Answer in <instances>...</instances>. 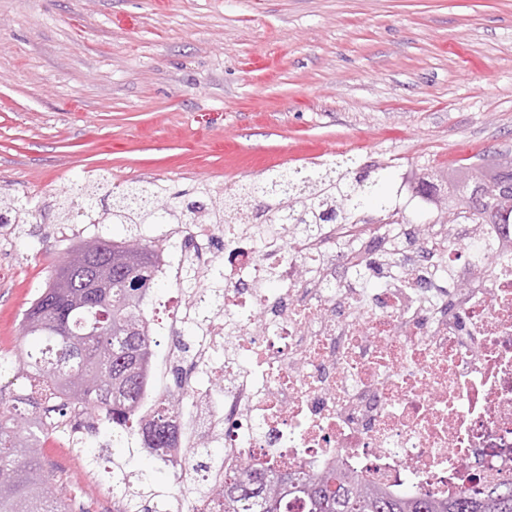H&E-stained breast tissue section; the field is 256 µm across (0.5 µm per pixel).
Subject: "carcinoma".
<instances>
[{"label": "carcinoma", "instance_id": "cac0c4a2", "mask_svg": "<svg viewBox=\"0 0 512 512\" xmlns=\"http://www.w3.org/2000/svg\"><path fill=\"white\" fill-rule=\"evenodd\" d=\"M299 171L272 170L238 184L227 195L208 196V203L181 198L157 208L151 183L114 192L107 180L96 182L105 190L102 200L112 199L97 212L103 224H176L203 214L209 224H222L231 213L252 215L257 224L283 220L311 232L318 224H358L367 213L396 217L397 224H440L443 216L420 204L399 205L398 185L385 166L365 169L323 166V170L295 178ZM492 179L500 185L496 198H484L478 190L469 197L450 201L453 224H512V170ZM112 256L111 297L81 302V283L69 288L71 298L57 297L63 262L24 314L23 337L29 349L11 367L26 372L44 398L17 395L0 408V512H70L73 484L57 494L45 492L41 442L48 425L61 429L79 408H91L130 433L138 427L151 448H168L173 440L170 420L175 405L159 399L140 411L142 391L152 370L157 341L145 330V299L155 285L153 245L144 243L137 252L126 242L103 243ZM223 512H512V481L479 484L447 500L420 493L394 495L353 480L333 470L309 474L297 470L258 469L245 463L224 484L202 487ZM130 512H168L171 499L155 498L143 504L144 493L125 489Z\"/></svg>", "mask_w": 512, "mask_h": 512}]
</instances>
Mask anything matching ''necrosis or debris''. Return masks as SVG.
I'll return each instance as SVG.
<instances>
[{
	"instance_id": "obj_1",
	"label": "necrosis or debris",
	"mask_w": 512,
	"mask_h": 512,
	"mask_svg": "<svg viewBox=\"0 0 512 512\" xmlns=\"http://www.w3.org/2000/svg\"><path fill=\"white\" fill-rule=\"evenodd\" d=\"M177 225L154 244L155 275L180 293L146 321L170 348L188 413L159 457L187 467L203 440L242 460L321 473L345 468L392 493L448 499L512 478V225ZM220 269L224 287L201 282Z\"/></svg>"
}]
</instances>
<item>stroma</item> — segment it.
Instances as JSON below:
<instances>
[{
	"mask_svg": "<svg viewBox=\"0 0 512 512\" xmlns=\"http://www.w3.org/2000/svg\"><path fill=\"white\" fill-rule=\"evenodd\" d=\"M338 154L469 193L512 159V0H0V353L83 241L156 240L164 224L57 225L71 186L107 177L198 197ZM46 475L109 512L104 472L172 469L88 429L43 449Z\"/></svg>",
	"mask_w": 512,
	"mask_h": 512,
	"instance_id": "35a3bbf8",
	"label": "stroma"
}]
</instances>
